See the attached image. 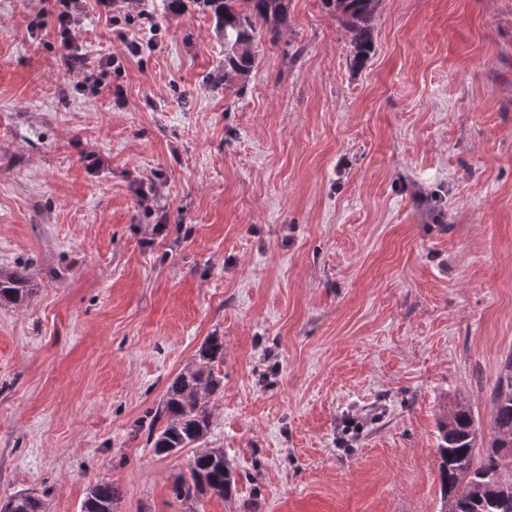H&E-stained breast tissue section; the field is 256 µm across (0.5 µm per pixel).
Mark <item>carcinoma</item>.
<instances>
[{"label": "carcinoma", "instance_id": "carcinoma-1", "mask_svg": "<svg viewBox=\"0 0 512 512\" xmlns=\"http://www.w3.org/2000/svg\"><path fill=\"white\" fill-rule=\"evenodd\" d=\"M291 0H199L214 17L215 29L224 40V69L211 76L215 85L238 95L244 92L258 59L259 44L280 42L288 28ZM378 0H321L350 35V65L363 68L373 48V20ZM32 288L24 270L0 268V306H20ZM224 363V337L212 335L201 343L189 361L169 382L147 430L146 445L158 455L184 448L196 452L186 473L176 478L172 493L179 501L208 494L224 499L235 486L233 470L224 448L209 444L212 412L210 400L224 389L217 367ZM492 426L488 449L477 458L478 427L467 408L457 403L446 407L438 421V474L441 512H512V474L504 457H512V355L503 364L491 391ZM46 492L17 491L0 501V512H46ZM119 491L101 479L89 483L81 512H115Z\"/></svg>", "mask_w": 512, "mask_h": 512}]
</instances>
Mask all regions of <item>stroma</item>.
<instances>
[{
    "label": "stroma",
    "mask_w": 512,
    "mask_h": 512,
    "mask_svg": "<svg viewBox=\"0 0 512 512\" xmlns=\"http://www.w3.org/2000/svg\"><path fill=\"white\" fill-rule=\"evenodd\" d=\"M45 7L0 0V267L33 287L0 307V497L80 512L105 478L116 512H440V411L488 441L512 354V0H378L358 72L291 0L240 96L207 80L224 46L193 0H83L118 98L78 92ZM146 10L155 46L126 56ZM212 334L236 484L181 502L192 449L144 431Z\"/></svg>",
    "instance_id": "35a3bbf8"
}]
</instances>
